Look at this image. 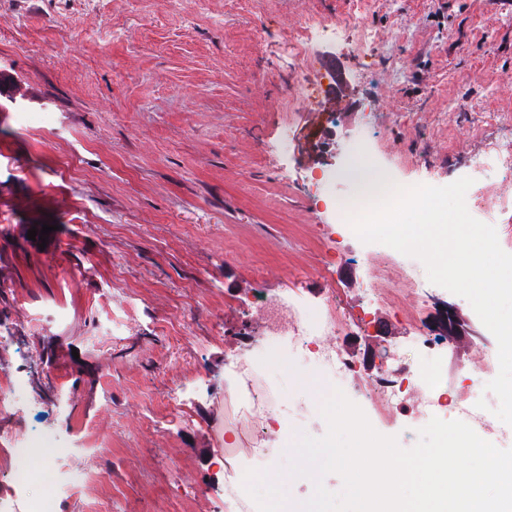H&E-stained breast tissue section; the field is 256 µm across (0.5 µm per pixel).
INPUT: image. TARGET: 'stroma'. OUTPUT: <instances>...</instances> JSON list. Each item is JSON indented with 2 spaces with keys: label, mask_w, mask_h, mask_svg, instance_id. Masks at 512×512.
I'll use <instances>...</instances> for the list:
<instances>
[{
  "label": "stroma",
  "mask_w": 512,
  "mask_h": 512,
  "mask_svg": "<svg viewBox=\"0 0 512 512\" xmlns=\"http://www.w3.org/2000/svg\"><path fill=\"white\" fill-rule=\"evenodd\" d=\"M356 23L336 47L377 112V153L396 184L467 176L495 130L473 112L512 113V0H0V502L34 494L79 503L38 474L56 440L68 486L106 512H232L229 468L251 458L224 393L242 335L264 330L262 299L320 301L322 251L336 239L342 184L312 204L325 111L294 31L308 16ZM373 36L360 44L361 30ZM289 145H282L283 131ZM429 155V176L415 164ZM51 225L46 245L28 239ZM419 281L393 292L469 314L464 297ZM319 368L270 360L261 376L282 411L320 437L306 388ZM321 375V374H320ZM31 439V455L10 453Z\"/></svg>",
  "instance_id": "stroma-1"
}]
</instances>
